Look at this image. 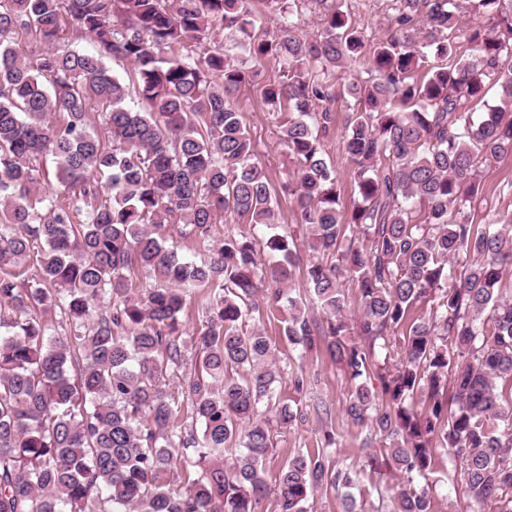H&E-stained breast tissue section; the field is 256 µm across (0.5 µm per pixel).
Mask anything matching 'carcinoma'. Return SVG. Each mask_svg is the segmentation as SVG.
Masks as SVG:
<instances>
[{
    "instance_id": "obj_1",
    "label": "carcinoma",
    "mask_w": 512,
    "mask_h": 512,
    "mask_svg": "<svg viewBox=\"0 0 512 512\" xmlns=\"http://www.w3.org/2000/svg\"><path fill=\"white\" fill-rule=\"evenodd\" d=\"M465 1L501 3L396 0L371 45L342 0H314L313 38L296 32L290 0H267L275 29L251 0H0V512H262L272 494L277 512H308L328 488L342 490L341 512H371L352 471L330 463L327 427L268 482L278 434L309 422L274 401L270 338L247 329L284 300L288 343L323 345L349 381L368 466L402 476L388 512H435L440 458L463 470L460 512H512V295L500 288L512 231L467 211L482 168L512 154V14L493 34L469 30L459 57L448 33ZM65 23L95 49L57 46ZM224 31L282 71L263 96L291 111L288 190L309 248L328 258L306 264L313 307L285 297L301 257L267 233L276 201L237 110L257 73L209 49ZM23 34L38 45L27 57ZM366 55L368 78L346 85L360 105L345 131L359 202L343 218L323 76ZM107 58L132 64L133 86ZM491 80L498 101L477 118L470 103ZM49 162L61 194L40 188ZM226 214L254 232L215 238ZM181 225L214 240L207 258L167 245ZM140 269L154 283L128 287ZM214 283L185 338L187 295Z\"/></svg>"
}]
</instances>
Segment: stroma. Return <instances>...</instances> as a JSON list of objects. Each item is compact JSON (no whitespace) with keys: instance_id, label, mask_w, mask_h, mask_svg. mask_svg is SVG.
<instances>
[{"instance_id":"obj_1","label":"stroma","mask_w":512,"mask_h":512,"mask_svg":"<svg viewBox=\"0 0 512 512\" xmlns=\"http://www.w3.org/2000/svg\"><path fill=\"white\" fill-rule=\"evenodd\" d=\"M395 0H345L355 28L366 42L374 43L384 38L390 30L395 14ZM255 82L247 85L238 98V109L256 147L258 160L265 167L273 186H281L293 175L288 149L282 139L281 127L288 119V112L268 105L262 96L265 84L279 80L278 66L263 63ZM356 102L349 94L339 96L333 108L336 112V130L323 141L325 156L332 163L339 180L338 208L348 214L358 204L359 197L354 178L346 159L344 134L345 118L355 109ZM475 223L489 224L493 220L512 215V155H505L486 166L481 175L480 194L471 211ZM285 314L274 310L263 316L260 327L270 336L274 357L282 379L276 388L280 400L295 401L303 407H319L323 417H311L303 427L282 434L276 448L268 454L265 467L269 478H276L281 462L288 455L314 448L322 426L332 427L340 442L332 449L331 460L338 465L360 470L359 486L368 492L374 506H381V492L387 491L398 480L387 469L367 471L364 468L369 454L364 446L368 434L366 426L353 424L344 412L348 382L323 351L302 354L300 348L285 340L283 320ZM303 375V387H295L296 375Z\"/></svg>"}]
</instances>
